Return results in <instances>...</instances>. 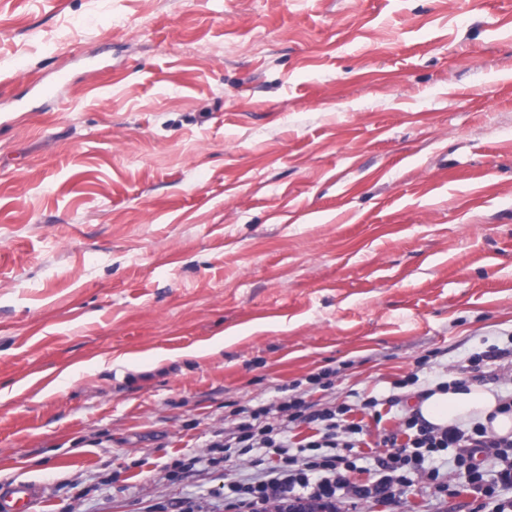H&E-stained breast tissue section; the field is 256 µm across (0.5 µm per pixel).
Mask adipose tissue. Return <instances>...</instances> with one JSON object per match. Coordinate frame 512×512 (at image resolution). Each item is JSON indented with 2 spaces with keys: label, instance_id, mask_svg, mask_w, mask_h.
Returning a JSON list of instances; mask_svg holds the SVG:
<instances>
[{
  "label": "adipose tissue",
  "instance_id": "obj_1",
  "mask_svg": "<svg viewBox=\"0 0 512 512\" xmlns=\"http://www.w3.org/2000/svg\"><path fill=\"white\" fill-rule=\"evenodd\" d=\"M496 393L476 385L433 389L419 412L428 422L449 425L482 424L499 436L512 434V415L501 413Z\"/></svg>",
  "mask_w": 512,
  "mask_h": 512
}]
</instances>
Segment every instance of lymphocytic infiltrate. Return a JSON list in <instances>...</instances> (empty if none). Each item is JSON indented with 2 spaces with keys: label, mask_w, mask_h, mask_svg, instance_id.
Segmentation results:
<instances>
[{
  "label": "lymphocytic infiltrate",
  "mask_w": 512,
  "mask_h": 512,
  "mask_svg": "<svg viewBox=\"0 0 512 512\" xmlns=\"http://www.w3.org/2000/svg\"><path fill=\"white\" fill-rule=\"evenodd\" d=\"M347 407L310 410L306 402L289 396L278 404H262L237 411L228 432L208 445L206 465L220 467L233 457L253 455L258 472L247 481L225 484L218 496L225 512H270L271 505L286 508L313 505L318 512H336L342 502L376 499L390 501L414 484H423L430 495H450L451 484L442 480L429 461L435 453L453 448L457 469L463 470L462 491L476 495L477 512H512V436L489 433L485 426L444 428L420 414L407 416L406 443L396 435L383 440L388 453L381 458L375 479L368 484L350 481L356 463L348 453L360 444L362 425L348 421ZM315 422L319 428L310 440L291 446L287 433L292 424ZM278 461L266 464L268 455ZM493 470H486V460Z\"/></svg>",
  "instance_id": "lymphocytic-infiltrate-1"
}]
</instances>
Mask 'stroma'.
Instances as JSON below:
<instances>
[{
  "mask_svg": "<svg viewBox=\"0 0 512 512\" xmlns=\"http://www.w3.org/2000/svg\"><path fill=\"white\" fill-rule=\"evenodd\" d=\"M479 355L511 400L512 0H0L1 486L212 503L248 458L166 464L291 395L365 484Z\"/></svg>",
  "mask_w": 512,
  "mask_h": 512,
  "instance_id": "stroma-1",
  "label": "stroma"
}]
</instances>
